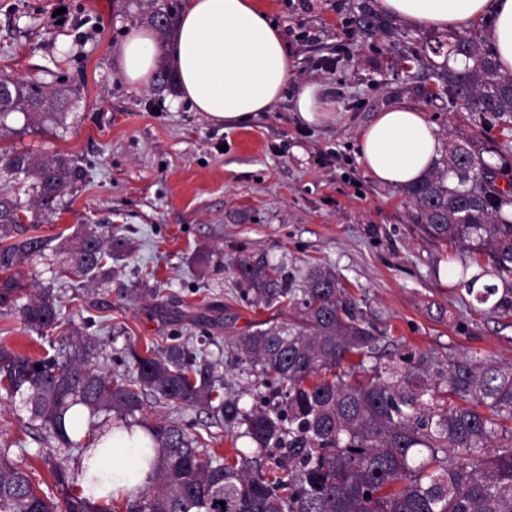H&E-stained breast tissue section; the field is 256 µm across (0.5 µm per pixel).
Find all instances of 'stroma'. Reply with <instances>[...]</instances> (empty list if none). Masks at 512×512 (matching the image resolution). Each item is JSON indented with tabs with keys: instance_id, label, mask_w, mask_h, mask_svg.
Here are the masks:
<instances>
[{
	"instance_id": "obj_1",
	"label": "stroma",
	"mask_w": 512,
	"mask_h": 512,
	"mask_svg": "<svg viewBox=\"0 0 512 512\" xmlns=\"http://www.w3.org/2000/svg\"><path fill=\"white\" fill-rule=\"evenodd\" d=\"M260 3L288 45L290 79L270 111L230 127L192 110L178 88H134L120 72L116 49L127 30L152 12L182 10L184 0H0V72L71 91L64 122L16 113L15 135L0 139V149L64 154L84 170L39 235L69 246L80 225L109 224L131 244L112 277L62 279L63 257L51 253L22 266L24 283L54 289L67 328L100 339L101 366L121 370L129 350L184 342L216 365L225 397L247 409L268 390L234 341L293 311L259 305L239 285L232 267L245 254L284 265L297 282L312 265L331 267L374 312L379 362L412 350L511 364L512 318L490 313L445 275L446 266L470 265L468 253L420 232L403 190L367 176L356 146L376 112L406 103L426 112L441 142L475 145L504 188L512 186V131L464 103L422 94L387 41L354 32L356 0ZM307 82L321 85L335 121L300 118L294 98ZM200 252L213 266L196 263ZM58 338L25 332L0 306V344L38 355ZM165 414L190 432L212 433L216 454L252 445L240 427L198 407L172 412L151 398L142 418ZM8 443L55 493L43 463L53 442L33 441L21 399L0 393V447Z\"/></svg>"
}]
</instances>
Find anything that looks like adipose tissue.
Instances as JSON below:
<instances>
[{"label":"adipose tissue","instance_id":"ef3b65f1","mask_svg":"<svg viewBox=\"0 0 512 512\" xmlns=\"http://www.w3.org/2000/svg\"><path fill=\"white\" fill-rule=\"evenodd\" d=\"M379 11L418 28L452 30L482 19L492 51L512 72V0H378ZM126 82L148 83L158 61L175 73L180 97L216 124L238 125L269 111L290 78L287 44L256 0H186L173 37L131 27L117 50ZM435 125L424 112L397 104L379 112L358 136V161L375 182L406 187L439 157ZM146 434L100 428L79 467L85 496L107 500L136 495L148 467L140 454Z\"/></svg>","mask_w":512,"mask_h":512}]
</instances>
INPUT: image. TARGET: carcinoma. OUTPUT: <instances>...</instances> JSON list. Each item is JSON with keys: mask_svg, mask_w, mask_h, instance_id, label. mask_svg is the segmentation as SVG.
<instances>
[{"mask_svg": "<svg viewBox=\"0 0 512 512\" xmlns=\"http://www.w3.org/2000/svg\"><path fill=\"white\" fill-rule=\"evenodd\" d=\"M353 24L359 34L381 35L399 51L412 76L426 71L437 95L463 100L512 128V73L482 49L478 34L452 31L414 48L417 38L395 19L360 0ZM461 59L463 67L433 57ZM71 91L52 97L34 82L0 75V137L16 134L8 118L62 114ZM21 175L35 204L0 192V305L14 308L23 327L39 336L62 327L59 297L44 288L21 302L19 266L45 256L50 240L34 234L56 212L60 198L82 177L64 155L38 159L0 152V174ZM418 228L470 253L476 270L460 285L500 317H512V224L501 218L512 192L496 188L492 168L470 144H455L441 162L405 189ZM129 254L116 232H85L66 251L64 272L75 278L112 275ZM239 283L264 306L282 299L297 313L294 324H270L236 340L237 350L260 366L270 389L265 406L248 411L220 392L215 365L197 360L186 344L130 353L131 369L96 367L99 341L79 335L50 343L37 357L0 345V392L22 397L34 436L58 448L84 451L65 417L84 408L118 428L140 426L149 436L147 483L124 501L126 512H512V365L471 358L446 362L406 353L399 363H374L376 328L347 294L335 271L310 268L296 287L288 272L262 255L241 257ZM494 276L501 285L483 282ZM358 361L353 362L351 358ZM175 407L201 406L244 428L254 456L235 450L218 456L208 440L165 417L139 423L145 397ZM269 465L254 466L253 459ZM62 495L65 512H118L82 495L64 460L42 457ZM34 473L0 448V512H56Z\"/></svg>", "mask_w": 512, "mask_h": 512, "instance_id": "carcinoma-1", "label": "carcinoma"}]
</instances>
